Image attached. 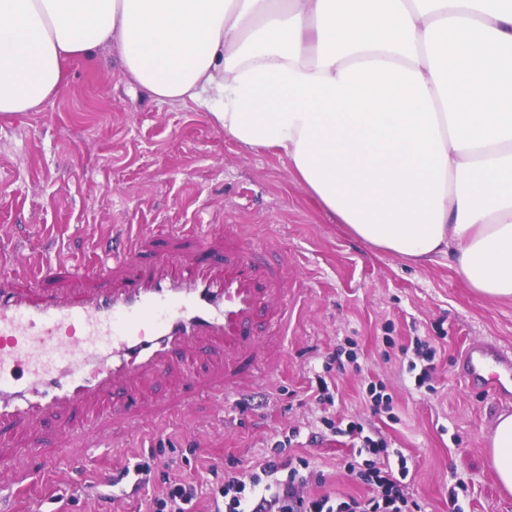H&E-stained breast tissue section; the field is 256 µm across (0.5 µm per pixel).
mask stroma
<instances>
[{
    "label": "stroma",
    "instance_id": "stroma-1",
    "mask_svg": "<svg viewBox=\"0 0 512 512\" xmlns=\"http://www.w3.org/2000/svg\"><path fill=\"white\" fill-rule=\"evenodd\" d=\"M124 224L141 227L136 262L151 275L178 277L204 262L220 279L239 249L255 252L263 304L253 338L233 349L223 338H203L189 349V367L140 374L146 404L134 419H113L118 395L97 394L33 425L19 446L0 444V455L20 458L33 473L29 488L0 490V512H29L35 496L42 512H146V492L112 501L98 476L147 454L155 457L149 490L193 477L202 488L196 512H212L211 492L225 473L252 466L293 428L300 434L291 453L324 475L310 493L366 496L367 486L341 466L347 438L326 428V417L380 431L389 453L406 457L407 490L423 512H448L453 492L461 512H512L486 450L512 399L470 389L458 372L469 340L512 349V300L476 298L447 259L418 265L362 244L312 200L286 159L230 140L197 104L153 99L123 77L118 53L107 49L73 58L61 91L40 111L0 115V239L37 254L49 289L71 300L95 287L77 284L74 272L95 264ZM418 337L440 345L429 391L416 389L402 364L401 347ZM349 339L356 363L323 373ZM241 359L249 373L235 396L224 397V378ZM320 373L336 385L333 404L314 396ZM379 381L393 417L373 415L364 402L368 384ZM177 403L186 406L184 418L166 424L162 405ZM69 427L114 444L86 449L71 442ZM62 448L93 454L92 468L76 476L42 465Z\"/></svg>",
    "mask_w": 512,
    "mask_h": 512
}]
</instances>
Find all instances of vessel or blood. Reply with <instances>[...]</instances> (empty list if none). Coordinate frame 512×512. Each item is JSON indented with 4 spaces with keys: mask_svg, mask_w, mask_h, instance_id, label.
I'll use <instances>...</instances> for the list:
<instances>
[{
    "mask_svg": "<svg viewBox=\"0 0 512 512\" xmlns=\"http://www.w3.org/2000/svg\"><path fill=\"white\" fill-rule=\"evenodd\" d=\"M249 258L217 281L205 271L175 280L132 277L118 292L69 303L0 293V423L25 427L82 394L158 370L191 341L245 336L255 298ZM460 375L472 389L512 396V354L468 344Z\"/></svg>",
    "mask_w": 512,
    "mask_h": 512,
    "instance_id": "b4317fda",
    "label": "vessel or blood"
}]
</instances>
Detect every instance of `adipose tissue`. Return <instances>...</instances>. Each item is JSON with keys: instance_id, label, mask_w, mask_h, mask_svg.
<instances>
[{"instance_id": "1", "label": "adipose tissue", "mask_w": 512, "mask_h": 512, "mask_svg": "<svg viewBox=\"0 0 512 512\" xmlns=\"http://www.w3.org/2000/svg\"><path fill=\"white\" fill-rule=\"evenodd\" d=\"M110 46L154 98L285 156L356 239L512 300V0H0V114ZM488 447L512 496V414Z\"/></svg>"}]
</instances>
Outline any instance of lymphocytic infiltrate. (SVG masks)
I'll use <instances>...</instances> for the list:
<instances>
[{
  "instance_id": "lymphocytic-infiltrate-1",
  "label": "lymphocytic infiltrate",
  "mask_w": 512,
  "mask_h": 512,
  "mask_svg": "<svg viewBox=\"0 0 512 512\" xmlns=\"http://www.w3.org/2000/svg\"><path fill=\"white\" fill-rule=\"evenodd\" d=\"M337 433L362 444L365 458H348L344 468L369 486L366 497L308 494L309 485L322 483V474L304 459L283 461L286 444L279 441L272 454L249 470L225 476L223 485L213 491V512H421L403 483L409 469L404 464L392 468L384 437L366 435L364 425L356 421ZM197 497L193 482L177 479L151 498V512H192Z\"/></svg>"
}]
</instances>
